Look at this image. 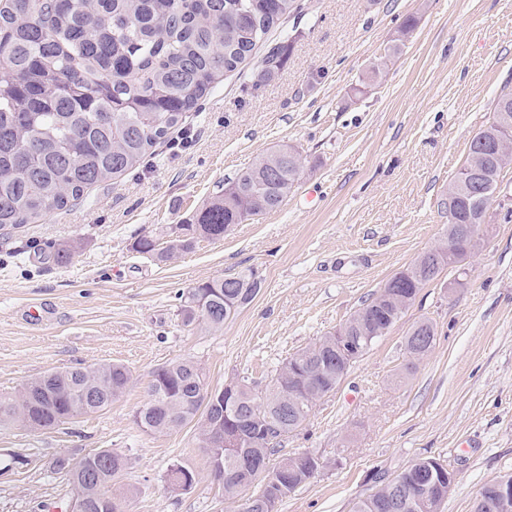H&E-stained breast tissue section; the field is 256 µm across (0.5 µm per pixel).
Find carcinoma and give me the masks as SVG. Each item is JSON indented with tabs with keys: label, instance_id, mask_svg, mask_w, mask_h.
<instances>
[{
	"label": "carcinoma",
	"instance_id": "cac0c4a2",
	"mask_svg": "<svg viewBox=\"0 0 512 512\" xmlns=\"http://www.w3.org/2000/svg\"><path fill=\"white\" fill-rule=\"evenodd\" d=\"M298 10L297 0H0V227L34 224L68 210L96 185L117 182L138 170L157 144L185 122L221 79L241 72L242 65L267 39L270 31ZM287 46L269 48L258 73L267 82L280 72ZM512 92L497 97L492 121L469 144L466 160L448 187L449 211L455 224H476L479 210L464 184L465 171L480 167L501 184L512 164ZM301 154L268 151L224 183V189L186 225L181 246L160 248L142 237L136 249L159 262L193 247L198 238L221 239L236 224L281 207L303 172ZM431 282L410 264L397 287L381 288L362 305L380 326H394L398 305L412 303ZM253 271L216 277L181 294L183 326L204 323L224 327L259 292ZM212 301L201 313L190 306L192 295ZM49 395L23 402V388H38L44 377L27 380L15 393L0 394V427L21 426L42 431L103 410L127 388L130 372L121 365L69 368L49 373ZM205 379L192 360L165 366L158 392L136 415L149 434L176 431L199 420L205 431L207 406L196 383ZM288 393L280 390L265 407L240 406L243 415L260 428L280 419ZM276 446L249 450L257 490L243 496L236 484L218 480L224 499L237 512H275L296 491L290 483L306 478L308 462L283 459L278 468L287 477L273 485L266 481ZM103 452L74 464L63 459L56 466L67 471L75 490L84 475L99 470L100 489L109 494L112 481L129 459L111 453L112 463L100 468ZM428 459L403 469L414 484L416 497L398 512H426L420 498L435 494L420 486L419 473ZM388 492L368 495L352 512H391Z\"/></svg>",
	"mask_w": 512,
	"mask_h": 512
}]
</instances>
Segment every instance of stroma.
I'll list each match as a JSON object with an SVG mask.
<instances>
[{
    "mask_svg": "<svg viewBox=\"0 0 512 512\" xmlns=\"http://www.w3.org/2000/svg\"><path fill=\"white\" fill-rule=\"evenodd\" d=\"M241 73L189 113L190 138L161 143L142 171L92 189L68 211L0 229V393L53 370L120 363L131 382L112 405L52 430L0 428V512H68L75 495L60 459L104 449L130 463L115 481L127 512H232L210 475L198 423L148 434L135 416L154 372L190 359L209 387L247 379L266 388L290 356L336 330L448 227V187L472 137L512 87V0H300ZM417 24L408 35L406 18ZM399 41L391 62L383 56ZM291 43L281 73L252 78L268 45ZM384 63L379 84L362 80ZM305 159L276 211L198 240L160 262L226 178L266 149ZM485 246L466 275L443 271L350 368L271 465L301 453L322 466L278 512H351L354 502L420 458L443 460L457 482L441 512H473L480 489L512 473V171L500 185ZM73 249L56 264L54 253ZM252 269L259 294L223 329H187L180 293ZM460 287H451L454 278ZM432 349L410 357L418 321ZM197 473L172 489L170 466Z\"/></svg>",
    "mask_w": 512,
    "mask_h": 512,
    "instance_id": "stroma-1",
    "label": "stroma"
}]
</instances>
